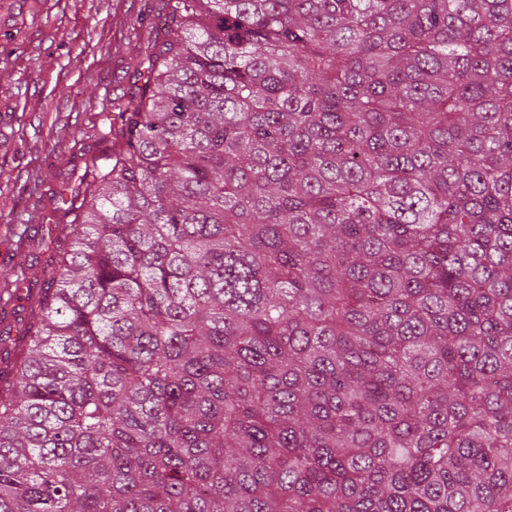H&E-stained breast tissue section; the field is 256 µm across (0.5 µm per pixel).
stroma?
<instances>
[{
	"instance_id": "stroma-1",
	"label": "stroma",
	"mask_w": 512,
	"mask_h": 512,
	"mask_svg": "<svg viewBox=\"0 0 512 512\" xmlns=\"http://www.w3.org/2000/svg\"><path fill=\"white\" fill-rule=\"evenodd\" d=\"M161 0H0V277L42 280L62 185L83 155L109 152L96 129L132 102L163 22ZM24 292L0 293V353L23 335Z\"/></svg>"
}]
</instances>
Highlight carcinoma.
<instances>
[{"label":"carcinoma","instance_id":"1","mask_svg":"<svg viewBox=\"0 0 512 512\" xmlns=\"http://www.w3.org/2000/svg\"><path fill=\"white\" fill-rule=\"evenodd\" d=\"M0 357V512H512V0H166Z\"/></svg>","mask_w":512,"mask_h":512}]
</instances>
